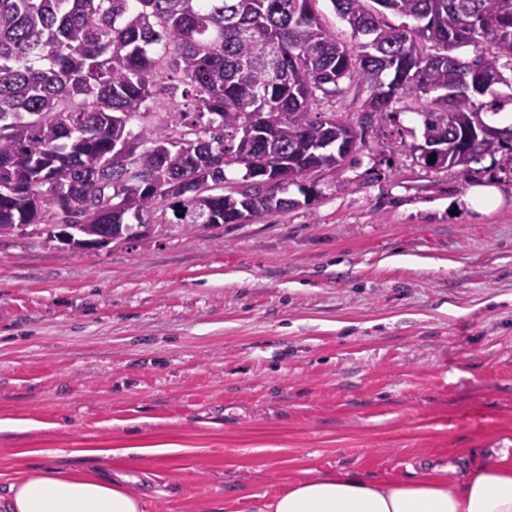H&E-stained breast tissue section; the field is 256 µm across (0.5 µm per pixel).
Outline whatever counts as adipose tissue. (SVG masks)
Segmentation results:
<instances>
[{"label": "adipose tissue", "instance_id": "1", "mask_svg": "<svg viewBox=\"0 0 512 512\" xmlns=\"http://www.w3.org/2000/svg\"><path fill=\"white\" fill-rule=\"evenodd\" d=\"M136 475L96 468L64 473L53 467L14 480L0 512H143L130 489ZM254 512H512V456L460 470L448 464L400 481L355 471L292 482L273 498L256 497Z\"/></svg>", "mask_w": 512, "mask_h": 512}]
</instances>
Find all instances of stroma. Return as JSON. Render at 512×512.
<instances>
[{
	"instance_id": "1",
	"label": "stroma",
	"mask_w": 512,
	"mask_h": 512,
	"mask_svg": "<svg viewBox=\"0 0 512 512\" xmlns=\"http://www.w3.org/2000/svg\"><path fill=\"white\" fill-rule=\"evenodd\" d=\"M402 105L347 191L321 176L287 212L86 250L0 238V495L109 448L145 512H252L314 475L512 449V171L425 167ZM480 181L505 205L450 214ZM142 442L180 450L124 455Z\"/></svg>"
}]
</instances>
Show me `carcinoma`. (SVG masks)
<instances>
[{
  "instance_id": "1",
  "label": "carcinoma",
  "mask_w": 512,
  "mask_h": 512,
  "mask_svg": "<svg viewBox=\"0 0 512 512\" xmlns=\"http://www.w3.org/2000/svg\"><path fill=\"white\" fill-rule=\"evenodd\" d=\"M0 0V237L129 240L154 224H242L317 195L374 117L421 100L428 167L503 151L512 0ZM411 27L386 21V12ZM470 47L464 60L449 54ZM179 75L167 85L164 74ZM366 88L359 121L322 105ZM181 93L182 101L176 100ZM140 121L137 133L131 120ZM241 182L224 189L225 169Z\"/></svg>"
}]
</instances>
